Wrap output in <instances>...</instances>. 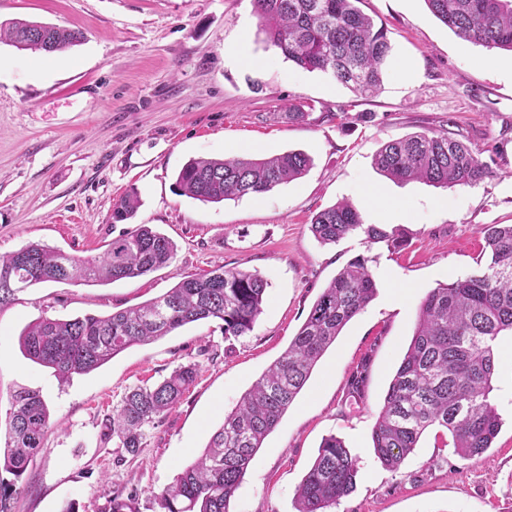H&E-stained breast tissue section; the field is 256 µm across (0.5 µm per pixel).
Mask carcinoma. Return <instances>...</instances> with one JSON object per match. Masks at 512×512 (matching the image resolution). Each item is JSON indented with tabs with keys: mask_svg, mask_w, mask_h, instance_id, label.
I'll return each mask as SVG.
<instances>
[{
	"mask_svg": "<svg viewBox=\"0 0 512 512\" xmlns=\"http://www.w3.org/2000/svg\"><path fill=\"white\" fill-rule=\"evenodd\" d=\"M266 42L296 65L332 75L354 92L381 87L391 46L384 27L364 14L360 0H252ZM431 13L465 42L512 52V0H425ZM77 33L13 20L0 24V42L18 50L62 52ZM311 158L301 151L270 157L197 158L179 171V193L201 202L260 195L296 180ZM376 168L398 180L437 187L474 186L489 176L462 142L443 132L416 133L386 142ZM137 191L122 198L113 219L133 216ZM311 230L334 244L358 230L374 243L390 236L363 227L358 209L346 201L319 211ZM490 261L476 274L429 290L421 300L414 333L389 386L372 430L373 451L396 471L422 434L439 427L450 434L456 454L479 456L496 438L500 418L490 399L496 372V342L512 332V224L480 229ZM174 243L148 226L112 240L98 259L81 261L40 243L0 255V309L34 285L80 280L109 284L152 273L170 263ZM370 258L349 261L323 289L283 355L247 392L213 433L201 456L154 495L158 512H231L247 468L266 436L308 382L312 370L344 327L375 298ZM267 281L257 273L218 266L184 279L165 294L106 317H41L20 335L22 353L54 370L62 380L87 374L125 349L160 339L193 322L218 319L224 337L243 336L262 312ZM198 376L181 366L154 386L130 389L113 410L109 428L129 454L142 446L145 429L182 399ZM51 428L39 392L20 388L11 396L0 437V512H11L15 480L26 472ZM357 460L344 442L329 436L296 491V512H328L355 489Z\"/></svg>",
	"mask_w": 512,
	"mask_h": 512,
	"instance_id": "carcinoma-1",
	"label": "carcinoma"
}]
</instances>
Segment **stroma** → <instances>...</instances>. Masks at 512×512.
<instances>
[{
	"instance_id": "35a3bbf8",
	"label": "stroma",
	"mask_w": 512,
	"mask_h": 512,
	"mask_svg": "<svg viewBox=\"0 0 512 512\" xmlns=\"http://www.w3.org/2000/svg\"><path fill=\"white\" fill-rule=\"evenodd\" d=\"M387 31L383 83L356 95L268 45L252 0H0V23L26 19L82 33L62 52L0 43V254L37 242L94 260L123 233L148 225L176 245L172 262L107 285L43 283L0 308V417L14 391L44 397L52 428L19 479L12 512H102L112 494L131 512H158L154 493L207 445L240 398L287 349L323 288L365 256L374 300L342 330L306 386L257 451L232 512H295L296 490L323 440L357 459L355 490L331 512H512V334L497 340L491 399L501 429L482 456L465 459L429 429L398 470L375 458L371 431L430 289L476 270L488 253L486 224H512V53L465 42L424 0H361ZM300 106L303 121L288 119ZM448 133L489 168L474 186L400 182L374 159L389 140ZM301 150V178L259 196L205 203L179 195L194 158L272 156ZM141 204L113 222L129 190ZM353 203L364 224L397 246L356 232L321 244L310 225L321 210ZM268 283L246 335L221 321L185 325L132 346L63 382L20 350L41 318L107 316L154 299L215 266ZM368 361L362 399L353 369ZM188 364L199 375L180 403L147 427L131 455L105 436L125 393Z\"/></svg>"
}]
</instances>
